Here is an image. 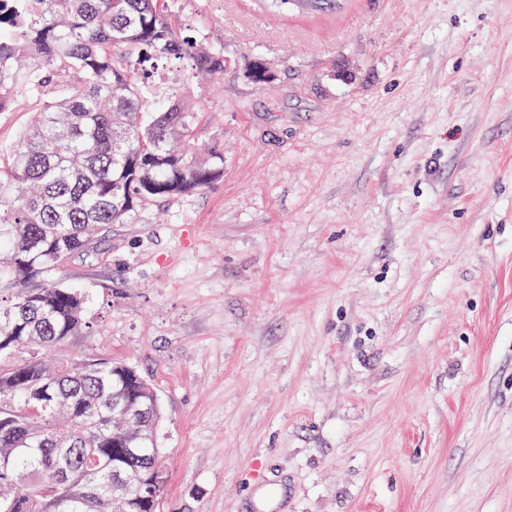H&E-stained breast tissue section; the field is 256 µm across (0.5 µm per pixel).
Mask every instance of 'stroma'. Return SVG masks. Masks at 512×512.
Segmentation results:
<instances>
[{"mask_svg": "<svg viewBox=\"0 0 512 512\" xmlns=\"http://www.w3.org/2000/svg\"><path fill=\"white\" fill-rule=\"evenodd\" d=\"M166 8L224 77L144 103L224 175L69 260L53 350L154 387L159 512H512V0Z\"/></svg>", "mask_w": 512, "mask_h": 512, "instance_id": "1", "label": "stroma"}]
</instances>
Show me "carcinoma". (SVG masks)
Here are the masks:
<instances>
[{"instance_id": "carcinoma-1", "label": "carcinoma", "mask_w": 512, "mask_h": 512, "mask_svg": "<svg viewBox=\"0 0 512 512\" xmlns=\"http://www.w3.org/2000/svg\"><path fill=\"white\" fill-rule=\"evenodd\" d=\"M188 59L204 77L224 56L169 22L162 0H0V112L39 108L0 149V512H148L112 492V466L160 464L158 395L132 366L48 355L86 326L84 294L49 277L109 224L143 206L192 195L224 175L201 152L196 113L176 98L143 109L135 67ZM151 404L131 422L138 456L112 447V394ZM96 485L79 496L74 484Z\"/></svg>"}]
</instances>
